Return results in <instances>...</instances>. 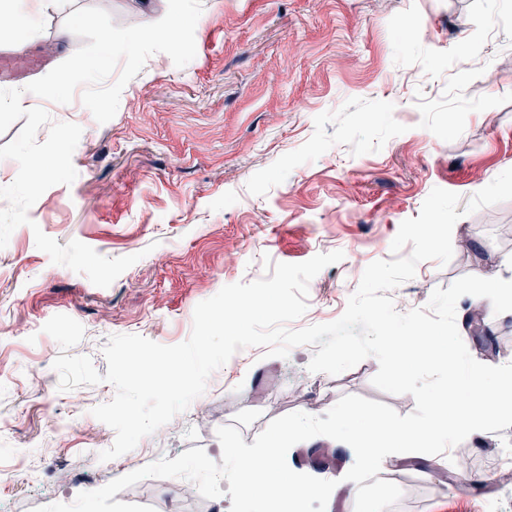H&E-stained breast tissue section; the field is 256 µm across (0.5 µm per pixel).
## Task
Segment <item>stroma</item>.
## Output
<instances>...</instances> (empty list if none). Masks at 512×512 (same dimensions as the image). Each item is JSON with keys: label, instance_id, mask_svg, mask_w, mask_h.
Here are the masks:
<instances>
[{"label": "stroma", "instance_id": "stroma-1", "mask_svg": "<svg viewBox=\"0 0 512 512\" xmlns=\"http://www.w3.org/2000/svg\"><path fill=\"white\" fill-rule=\"evenodd\" d=\"M100 7L114 25L153 23L167 0H46L36 32L19 43L0 26V56L19 88L70 57L83 41L59 40L67 15ZM421 27L420 36L410 35ZM196 55L185 67L152 55L124 87L112 120L98 123L80 98L31 97L0 112V468L19 451L35 478L0 483V512L66 503L160 458L200 447L213 460L219 427L246 444L292 412L324 416L358 395L402 415L412 396L376 389L375 358L337 375L307 369L313 347L268 358L240 350L208 379L206 405L191 404L113 460L82 463L114 430L92 410L106 382L58 389V355H85L106 374L103 347L116 334L163 345L187 340L198 303L228 284L264 276L263 257L302 263L342 251L309 284L300 329L338 319L365 268L391 259L400 224L418 217L433 188L469 200L512 168V0H202ZM46 171L29 175L27 155ZM453 238L468 255L421 262L401 286L408 309L465 275L512 280V201L463 216ZM512 362V314L487 321ZM64 423L46 435V416ZM512 427L466 438L443 455L395 458L379 477L403 491L395 512H512V472L500 451ZM329 512H352L354 451L340 446L326 471ZM121 501L155 512H230V496L202 498L182 478H147Z\"/></svg>", "mask_w": 512, "mask_h": 512}]
</instances>
